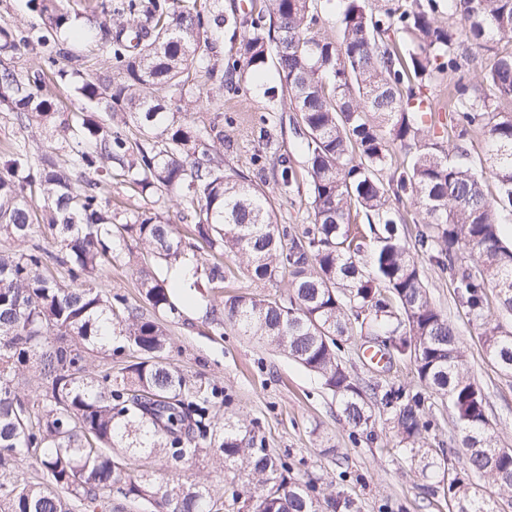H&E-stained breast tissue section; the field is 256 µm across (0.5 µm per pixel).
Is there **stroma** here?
<instances>
[{"label": "stroma", "mask_w": 512, "mask_h": 512, "mask_svg": "<svg viewBox=\"0 0 512 512\" xmlns=\"http://www.w3.org/2000/svg\"><path fill=\"white\" fill-rule=\"evenodd\" d=\"M251 0H209L213 10L224 14L218 40L222 58L234 55L249 28ZM274 64L260 77L233 78L224 85V108L214 111L203 104L188 112L187 123L215 125L224 135V167L240 174L262 176L265 188L278 194L282 160L304 163L293 114L286 101L271 96L279 86ZM119 222L134 212L150 208L163 214L181 234L192 231L180 208L161 192L148 198L134 196L121 177L106 185ZM434 306L448 316L460 333L462 351L471 376L487 399L491 431L499 447L512 448V375L505 374L486 355L480 330L455 302L448 277L431 264L423 266ZM180 315L167 321L169 357L193 380L215 383L224 390L225 417L248 426L256 440L283 458L293 478L313 480L316 496L326 501L349 498L352 512H449L448 501L431 494L432 479L419 461L394 454L397 438L391 412L375 404L373 436L353 428L342 417L335 398L320 378L287 356L232 327L210 324L200 305L178 301ZM359 334L344 337L339 356L360 383L397 384L417 391L421 385L409 361L391 366L375 364L362 356ZM433 427L427 447L444 446L449 466L463 470L465 455L458 445V430L448 406L434 400L427 412Z\"/></svg>", "instance_id": "obj_1"}]
</instances>
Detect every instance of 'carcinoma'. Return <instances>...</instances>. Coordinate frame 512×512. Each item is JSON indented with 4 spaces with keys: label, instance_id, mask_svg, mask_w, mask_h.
<instances>
[{
    "label": "carcinoma",
    "instance_id": "carcinoma-1",
    "mask_svg": "<svg viewBox=\"0 0 512 512\" xmlns=\"http://www.w3.org/2000/svg\"><path fill=\"white\" fill-rule=\"evenodd\" d=\"M262 2L263 14L227 62L213 51L224 15L202 0L102 2L81 15L71 40L67 0H31L37 22L0 27V107L23 132L0 154V235L19 245L0 249V512H115L116 501L143 512H221L207 483L138 465L163 456L189 472L204 450L243 483L266 485L244 501L247 512H320L312 484L290 477L286 462L257 446L245 424L223 419L224 390L191 380L165 357L169 333L157 315L180 316L171 285L138 266L145 308L103 287L116 241L127 235L141 253L171 266L203 258L211 289L224 287L226 258L252 280L273 285L289 276L287 297L230 295L212 323L227 321L317 374L356 428L373 425L375 401L394 403L400 451L420 458L426 471L440 455L422 445L432 425L425 396L394 385L380 396L357 383L337 354V337L356 326L396 337V354L448 403L465 448L467 471L432 492L455 512H502L469 477L511 493L512 453L496 445L456 325L432 304L419 257L448 274L486 355L512 375V332L492 324L490 309L493 295L512 314V243L501 228L512 215V113L485 97L468 103L466 90L454 86L448 106L457 139L479 129L489 144L485 161L466 163L463 145L452 159L435 142L426 95L430 83L460 69V34L485 48L512 42V0H448L460 30L435 21L436 0L410 7L386 0L376 12L339 0L336 41L314 33L315 0ZM396 21L412 40L405 55L389 44ZM99 42L103 59L94 52ZM22 50L39 56L38 69H15L12 56ZM270 60L303 135V172L285 165L280 182V195L289 196L305 176L308 224L298 234L278 223L264 184L224 171L221 132L179 117L203 103V86L221 110L224 74H254ZM49 80L106 114L62 126L70 147L63 164L29 149L63 105ZM482 82L494 99H512V50L494 52ZM130 126L141 139H129ZM395 154L407 160L400 171L392 170ZM114 162L134 191L175 198L194 236L148 209L117 223L103 192ZM488 175L499 185L494 198L484 192ZM403 194L411 198L410 219L389 202ZM409 222L416 228L410 242L400 234ZM45 230L57 250L36 242ZM54 265L67 276H55ZM105 323L122 337L119 351L137 353L115 374L90 371L84 355L91 345L112 357ZM32 367L40 383L30 395L19 378ZM22 458L39 480L16 470Z\"/></svg>",
    "mask_w": 512,
    "mask_h": 512
}]
</instances>
